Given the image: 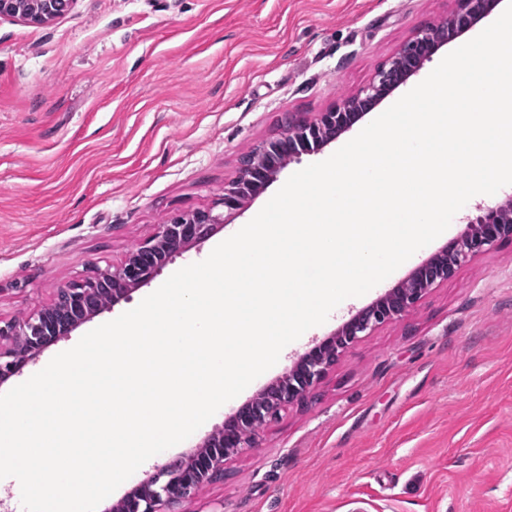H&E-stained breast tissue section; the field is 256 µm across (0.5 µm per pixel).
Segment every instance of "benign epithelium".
<instances>
[{
  "label": "benign epithelium",
  "mask_w": 512,
  "mask_h": 512,
  "mask_svg": "<svg viewBox=\"0 0 512 512\" xmlns=\"http://www.w3.org/2000/svg\"><path fill=\"white\" fill-rule=\"evenodd\" d=\"M71 3L73 0H0V16L40 24L67 11ZM499 3L500 0H457L448 20L416 31L357 95L314 119L290 118L284 131L262 142L256 153L278 152L292 160L321 151L417 74L439 49L493 12ZM244 168L243 179L225 185L224 195L216 202L224 211L194 210L157 225L154 234L130 250L119 265H93L89 275L61 283L50 305L0 325V383L20 373L47 348L84 323L127 299L132 290L150 283L174 257L204 243L216 228L262 195L280 172L255 161ZM509 239L511 198L487 208L468 222L458 237L416 266L407 281L417 282V287H393L351 315L327 337L313 343L289 370L225 419L224 426L213 431L188 456L181 471H171L169 463L157 467L121 498L115 512H179L185 499L224 476V464L230 457L256 448L258 430L284 407L301 402L343 352L378 326L409 315L432 288L448 280L460 266Z\"/></svg>",
  "instance_id": "1"
}]
</instances>
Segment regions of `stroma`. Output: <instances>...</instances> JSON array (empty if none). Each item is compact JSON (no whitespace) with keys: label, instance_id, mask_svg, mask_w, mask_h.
Wrapping results in <instances>:
<instances>
[{"label":"stroma","instance_id":"1","mask_svg":"<svg viewBox=\"0 0 512 512\" xmlns=\"http://www.w3.org/2000/svg\"><path fill=\"white\" fill-rule=\"evenodd\" d=\"M456 0H75L44 25L0 17V321L49 304L91 264L116 265L158 224L212 207L243 156L355 95ZM302 156L199 247L0 384L5 393L87 332L203 261ZM344 300L276 365L112 494L180 458L339 320L407 277ZM183 512H512V241L459 267L404 319L362 337Z\"/></svg>","mask_w":512,"mask_h":512}]
</instances>
